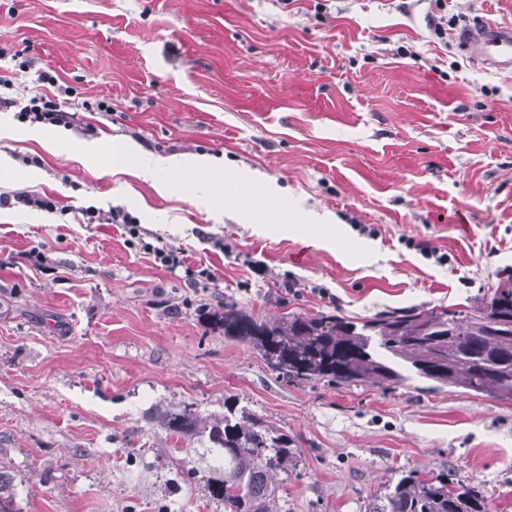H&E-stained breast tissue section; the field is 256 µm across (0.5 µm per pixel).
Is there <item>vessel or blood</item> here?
<instances>
[{"label": "vessel or blood", "instance_id": "vessel-or-blood-1", "mask_svg": "<svg viewBox=\"0 0 512 512\" xmlns=\"http://www.w3.org/2000/svg\"><path fill=\"white\" fill-rule=\"evenodd\" d=\"M464 51L484 67L512 73V26L480 21L467 24L456 34Z\"/></svg>", "mask_w": 512, "mask_h": 512}]
</instances>
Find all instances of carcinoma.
<instances>
[{"label": "carcinoma", "mask_w": 512, "mask_h": 512, "mask_svg": "<svg viewBox=\"0 0 512 512\" xmlns=\"http://www.w3.org/2000/svg\"><path fill=\"white\" fill-rule=\"evenodd\" d=\"M224 336L246 343L278 378L296 382L369 383L391 390L412 372L428 390L464 389L512 401V276L493 292L459 307L435 306L349 320L333 312L287 313L261 319L233 302L213 317ZM157 425L203 455L204 474L186 458L176 475L200 479L224 512H277L278 475L297 464L288 436L259 416L224 406L208 419L192 404L157 417ZM479 487L450 477L448 465L426 473L403 471L367 505L365 512H489ZM0 512L16 509L15 490L0 471Z\"/></svg>", "instance_id": "cac0c4a2"}]
</instances>
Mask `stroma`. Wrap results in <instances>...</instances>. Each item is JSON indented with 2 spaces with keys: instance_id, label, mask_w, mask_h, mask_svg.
<instances>
[{
  "instance_id": "obj_1",
  "label": "stroma",
  "mask_w": 512,
  "mask_h": 512,
  "mask_svg": "<svg viewBox=\"0 0 512 512\" xmlns=\"http://www.w3.org/2000/svg\"><path fill=\"white\" fill-rule=\"evenodd\" d=\"M315 2L0 0L11 96L55 71L81 121L70 150L0 139L16 168L39 160L38 181L0 180V194L58 204L0 208V470L20 512H224L202 482H174L177 443L146 420L184 403L209 418L230 404L287 433L298 463L278 512H365L397 471L443 465L490 512H512V402L417 379L288 382L207 318L226 301L350 320L466 305L512 275V75L434 39L429 0H329L321 15ZM98 100L111 116L85 110ZM116 139L157 158L224 156L297 213L333 214L347 243L78 161L77 145ZM90 206L123 207L139 237L88 223ZM151 245L185 250L186 267L167 271ZM14 204L49 210L57 209L56 203L46 196L32 195L27 192H17L12 196H2V194H0V206H9Z\"/></svg>"
}]
</instances>
